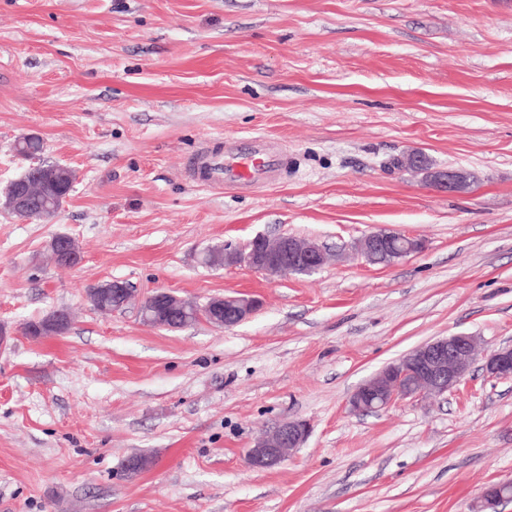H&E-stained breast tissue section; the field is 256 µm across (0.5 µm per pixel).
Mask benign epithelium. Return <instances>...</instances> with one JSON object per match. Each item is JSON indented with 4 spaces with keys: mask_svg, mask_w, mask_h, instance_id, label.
Segmentation results:
<instances>
[{
    "mask_svg": "<svg viewBox=\"0 0 512 512\" xmlns=\"http://www.w3.org/2000/svg\"><path fill=\"white\" fill-rule=\"evenodd\" d=\"M427 156L414 151L407 157L411 169H424L425 181L438 191L456 194L469 183L471 173L448 166L428 168ZM49 180L48 171L30 170L11 182L0 197V204L9 210L24 208L32 181ZM50 247L54 256L73 268L82 261V254L73 238L59 233ZM358 254L369 264L392 265L423 249L421 241L400 232L378 229L366 234L356 246ZM327 259L324 246L291 235L256 236L245 248L224 247L223 265L244 264L257 272L283 276L309 274L320 269ZM260 307L259 300L245 296L213 297L199 305L167 291H157L146 297L141 316L152 327L170 328L169 322L196 312L208 317L217 328H231L249 319ZM480 344L469 333H455L421 343L409 353L391 362L386 368L362 383L352 394L349 404L355 413L376 412L403 399L442 396L459 386L478 360ZM484 373L497 379L512 378V342L503 344L483 357ZM310 433L303 420H284L271 427L249 449L248 461L255 469L272 468L301 447ZM512 484H493L485 489L482 506L503 501Z\"/></svg>",
    "mask_w": 512,
    "mask_h": 512,
    "instance_id": "1",
    "label": "benign epithelium"
}]
</instances>
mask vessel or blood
I'll return each instance as SVG.
<instances>
[{"instance_id": "1", "label": "vessel or blood", "mask_w": 512, "mask_h": 512, "mask_svg": "<svg viewBox=\"0 0 512 512\" xmlns=\"http://www.w3.org/2000/svg\"><path fill=\"white\" fill-rule=\"evenodd\" d=\"M280 168L281 151L268 139L252 138L242 150L211 139L187 160L184 175L203 189L249 188L275 181Z\"/></svg>"}]
</instances>
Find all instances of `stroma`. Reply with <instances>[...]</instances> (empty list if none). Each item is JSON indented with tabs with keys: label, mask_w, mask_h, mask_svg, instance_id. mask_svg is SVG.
Masks as SVG:
<instances>
[{
	"label": "stroma",
	"mask_w": 512,
	"mask_h": 512,
	"mask_svg": "<svg viewBox=\"0 0 512 512\" xmlns=\"http://www.w3.org/2000/svg\"><path fill=\"white\" fill-rule=\"evenodd\" d=\"M28 134L75 182L51 218L0 209V512H475L512 481V379L476 367L440 397L349 407L423 342L512 339V0H0V192ZM256 136L288 153L276 183L187 182L204 140ZM415 149L472 186L393 168ZM382 227L422 252L365 263L354 244ZM58 233L77 267L46 258ZM260 234L334 258L200 261ZM111 280L135 301L104 315L87 290ZM159 290L261 308L169 331L139 313ZM56 309L65 334L26 336ZM288 419L303 447L251 469ZM310 433L303 420H284L271 427L249 449L248 461L255 469H268L279 465L295 448H301Z\"/></svg>",
	"instance_id": "obj_1"
}]
</instances>
